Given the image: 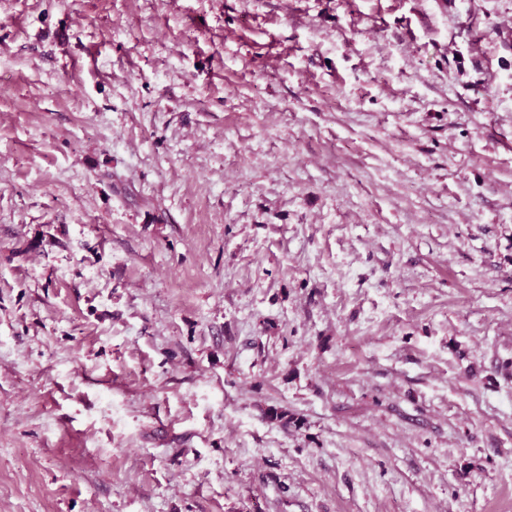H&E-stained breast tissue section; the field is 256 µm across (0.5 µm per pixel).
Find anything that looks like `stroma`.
I'll use <instances>...</instances> for the list:
<instances>
[{
	"label": "stroma",
	"instance_id": "35a3bbf8",
	"mask_svg": "<svg viewBox=\"0 0 512 512\" xmlns=\"http://www.w3.org/2000/svg\"><path fill=\"white\" fill-rule=\"evenodd\" d=\"M0 512H512V0H0Z\"/></svg>",
	"mask_w": 512,
	"mask_h": 512
}]
</instances>
